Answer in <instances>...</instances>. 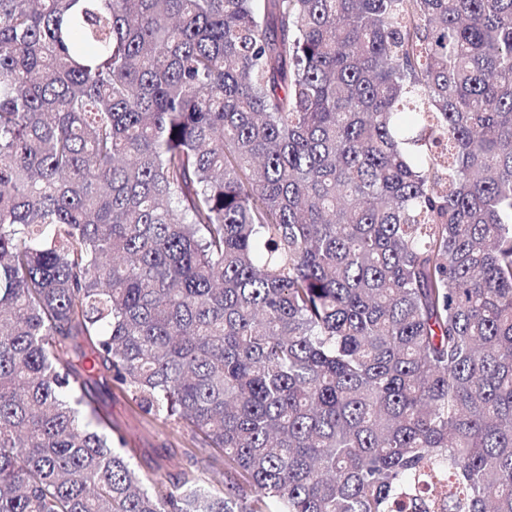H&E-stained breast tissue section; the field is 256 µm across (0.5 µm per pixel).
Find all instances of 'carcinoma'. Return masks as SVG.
<instances>
[{"instance_id":"1","label":"carcinoma","mask_w":512,"mask_h":512,"mask_svg":"<svg viewBox=\"0 0 512 512\" xmlns=\"http://www.w3.org/2000/svg\"><path fill=\"white\" fill-rule=\"evenodd\" d=\"M0 512H512V0H0ZM110 409L112 421L119 424L127 439L125 448H128L131 462L142 471H149L148 466L156 448H177L176 459L167 463L156 476L167 486L176 481L182 469L203 472L206 477L224 471V457L215 459L209 450L202 449L201 441L190 428L143 416L137 406L116 387H112Z\"/></svg>"}]
</instances>
